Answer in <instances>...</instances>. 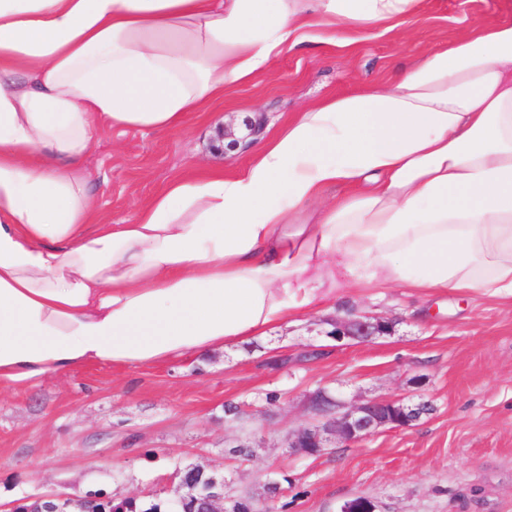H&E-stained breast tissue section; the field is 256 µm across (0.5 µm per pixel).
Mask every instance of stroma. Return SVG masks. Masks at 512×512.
<instances>
[{
  "instance_id": "obj_1",
  "label": "stroma",
  "mask_w": 512,
  "mask_h": 512,
  "mask_svg": "<svg viewBox=\"0 0 512 512\" xmlns=\"http://www.w3.org/2000/svg\"><path fill=\"white\" fill-rule=\"evenodd\" d=\"M512 19V0H420L393 29L355 31L348 47L310 41L273 58L267 75L224 93L217 109L162 132L104 128L84 157L98 219L114 224L174 177L233 173L265 134L303 104L360 92L463 32ZM241 146L216 150L219 127ZM349 313L394 324L370 342L329 337ZM354 400L402 396L432 406L407 429L306 457L285 446L313 422L317 387ZM279 394L276 404L265 394ZM245 409L229 422L226 404ZM251 460L228 452L240 440ZM198 464L231 492L261 496L288 475L282 512H339L357 496L378 512H512V297L434 295L401 288L339 290L335 300L250 342L153 367L99 364L0 390V512L56 492L145 500L176 496L175 470Z\"/></svg>"
}]
</instances>
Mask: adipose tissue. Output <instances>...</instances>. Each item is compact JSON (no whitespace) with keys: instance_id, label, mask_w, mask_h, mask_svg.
I'll list each match as a JSON object with an SVG mask.
<instances>
[{"instance_id":"obj_1","label":"adipose tissue","mask_w":512,"mask_h":512,"mask_svg":"<svg viewBox=\"0 0 512 512\" xmlns=\"http://www.w3.org/2000/svg\"><path fill=\"white\" fill-rule=\"evenodd\" d=\"M418 3L0 0V387L262 338L340 288L512 296V21L94 221L95 130L172 127Z\"/></svg>"}]
</instances>
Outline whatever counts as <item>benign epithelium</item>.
<instances>
[{
	"instance_id": "1",
	"label": "benign epithelium",
	"mask_w": 512,
	"mask_h": 512,
	"mask_svg": "<svg viewBox=\"0 0 512 512\" xmlns=\"http://www.w3.org/2000/svg\"><path fill=\"white\" fill-rule=\"evenodd\" d=\"M332 329L326 335L338 339L347 337L361 342H370L388 335L392 331L390 321L373 316L347 315L331 321ZM307 404L318 423L301 426L288 434L287 447L297 453L312 456L322 452L330 444H355L381 429H403L413 426L422 416L431 411L428 403H412L400 397L351 402L339 395L331 394L319 387L306 396ZM179 497L174 505L193 495L197 481L204 478L208 483V494L200 500L203 512H224V482L206 476V470L194 466L192 478L180 476ZM64 498L56 493L30 497L24 512H67L62 505ZM102 498L88 495L76 498V512H106Z\"/></svg>"
}]
</instances>
